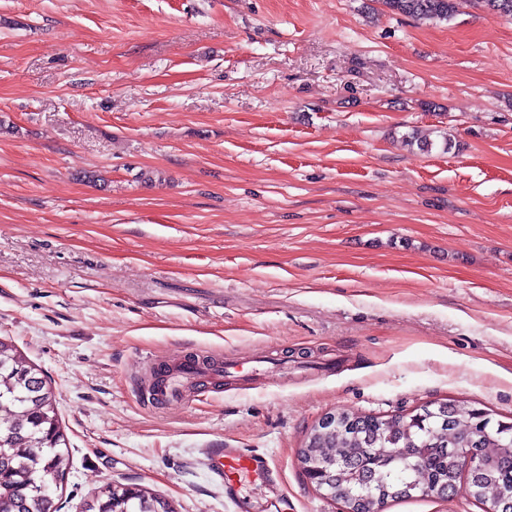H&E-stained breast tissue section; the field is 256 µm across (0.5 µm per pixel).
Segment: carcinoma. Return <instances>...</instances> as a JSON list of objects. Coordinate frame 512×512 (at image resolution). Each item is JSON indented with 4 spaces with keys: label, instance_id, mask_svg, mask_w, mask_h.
Listing matches in <instances>:
<instances>
[{
    "label": "carcinoma",
    "instance_id": "cac0c4a2",
    "mask_svg": "<svg viewBox=\"0 0 512 512\" xmlns=\"http://www.w3.org/2000/svg\"><path fill=\"white\" fill-rule=\"evenodd\" d=\"M393 14L447 21L463 5L512 18V0H382ZM0 512H59L47 490L67 478L72 459L55 399L43 373L12 342L0 339ZM348 429L314 428L299 458L316 468L338 461L336 487L328 493L359 512L389 502L424 498L465 483L470 496L492 512H512V421L464 401L430 403L408 416L350 413ZM477 467L464 469L465 455ZM83 512H176L150 492L107 484L83 503Z\"/></svg>",
    "mask_w": 512,
    "mask_h": 512
}]
</instances>
